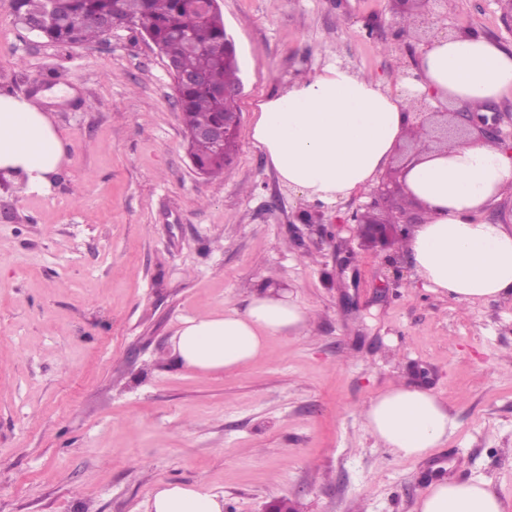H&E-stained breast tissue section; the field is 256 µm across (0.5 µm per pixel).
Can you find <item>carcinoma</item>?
Wrapping results in <instances>:
<instances>
[{"label":"carcinoma","instance_id":"cac0c4a2","mask_svg":"<svg viewBox=\"0 0 512 512\" xmlns=\"http://www.w3.org/2000/svg\"><path fill=\"white\" fill-rule=\"evenodd\" d=\"M194 0H12L16 17L38 24L36 36L57 46L88 44L105 32L95 24L101 17L115 16L142 29L164 56L184 71L206 75V85L176 87L185 131L224 120L236 112L237 98L215 99L211 85L240 83L235 60H224V20L218 12L203 20L193 8ZM188 152L207 176L224 170L235 151L236 136L218 150L208 141L187 138Z\"/></svg>","mask_w":512,"mask_h":512}]
</instances>
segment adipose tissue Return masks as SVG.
Instances as JSON below:
<instances>
[{"mask_svg":"<svg viewBox=\"0 0 512 512\" xmlns=\"http://www.w3.org/2000/svg\"><path fill=\"white\" fill-rule=\"evenodd\" d=\"M419 77L403 93L383 91L375 78L330 64L258 104L252 137L280 179L307 199L333 203L371 185L416 123L410 102L457 103L486 112L512 91V49L472 32L438 35L418 57ZM65 158L63 142L38 100L0 94V172L25 191L44 194ZM408 198L421 201L425 223L404 250L425 287L468 306L512 297V227L486 212L512 190V156L497 143L457 138L425 141L404 173ZM308 311L286 291L252 296L246 311L185 318L172 354L197 372L233 373L274 336L303 330ZM370 434L392 454L415 459L443 445L455 424L429 391L387 389L363 411ZM152 512H224V500L203 485L159 483ZM417 512H507L482 481L430 486Z\"/></svg>","mask_w":512,"mask_h":512,"instance_id":"obj_1","label":"adipose tissue"}]
</instances>
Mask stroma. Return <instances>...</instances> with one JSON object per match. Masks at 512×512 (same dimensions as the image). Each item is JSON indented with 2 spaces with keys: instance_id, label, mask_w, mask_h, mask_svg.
I'll list each match as a JSON object with an SVG mask.
<instances>
[{
  "instance_id": "1",
  "label": "stroma",
  "mask_w": 512,
  "mask_h": 512,
  "mask_svg": "<svg viewBox=\"0 0 512 512\" xmlns=\"http://www.w3.org/2000/svg\"><path fill=\"white\" fill-rule=\"evenodd\" d=\"M243 91L237 150L197 173L166 58L131 25L55 46L0 0V90L41 94L65 147L48 193L0 184V512H152L158 483H203L224 512H415L435 481L512 506V299L463 308L401 248L362 244L289 190L253 141L259 99L331 63L396 89L425 41L394 0H219ZM506 0H447L441 32L512 47ZM284 288L307 327L230 375L179 364L182 319ZM455 428L419 459L364 406L414 385Z\"/></svg>"
}]
</instances>
